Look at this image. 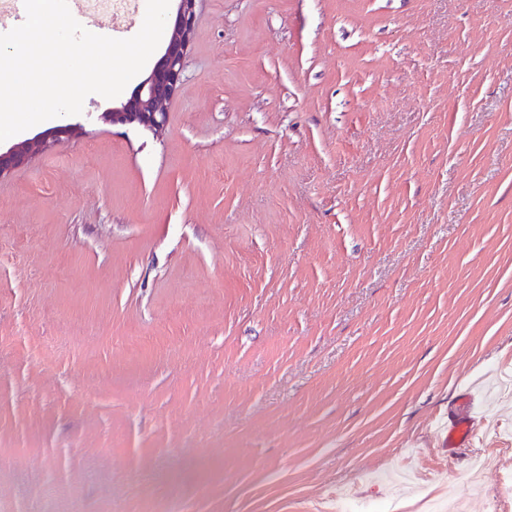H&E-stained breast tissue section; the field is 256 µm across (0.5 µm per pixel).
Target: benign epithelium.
<instances>
[{"label": "benign epithelium", "instance_id": "benign-epithelium-1", "mask_svg": "<svg viewBox=\"0 0 512 512\" xmlns=\"http://www.w3.org/2000/svg\"><path fill=\"white\" fill-rule=\"evenodd\" d=\"M197 0H178V7L167 45L148 76L121 106L102 113L112 125H136L146 130H161L168 117L167 105L180 92L188 50L193 37ZM75 125L61 124L0 151V178L24 165L28 159L52 146L67 141Z\"/></svg>", "mask_w": 512, "mask_h": 512}]
</instances>
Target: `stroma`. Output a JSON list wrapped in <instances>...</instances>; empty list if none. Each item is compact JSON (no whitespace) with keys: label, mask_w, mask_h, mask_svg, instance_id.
Returning <instances> with one entry per match:
<instances>
[{"label":"stroma","mask_w":512,"mask_h":512,"mask_svg":"<svg viewBox=\"0 0 512 512\" xmlns=\"http://www.w3.org/2000/svg\"><path fill=\"white\" fill-rule=\"evenodd\" d=\"M137 86L0 179V512H512V0H199ZM178 7L167 45L148 76L120 107L103 112L101 119L114 125H136L158 132L168 117L167 105L180 92L188 50L193 37L198 0H177ZM474 397L466 394L458 402L455 419H450L448 426H444L439 437L443 457L447 459L448 453H459L462 448H469L473 438L477 435V424L471 416Z\"/></svg>","instance_id":"stroma-1"}]
</instances>
